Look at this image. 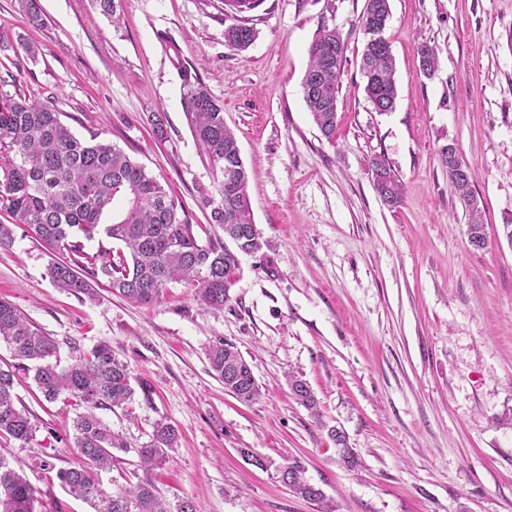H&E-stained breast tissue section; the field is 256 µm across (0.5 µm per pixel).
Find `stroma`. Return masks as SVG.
I'll return each mask as SVG.
<instances>
[{"label": "stroma", "instance_id": "1", "mask_svg": "<svg viewBox=\"0 0 512 512\" xmlns=\"http://www.w3.org/2000/svg\"><path fill=\"white\" fill-rule=\"evenodd\" d=\"M45 23L25 24L0 0V93L53 98L78 137L96 134L146 167L194 223L213 177L186 124L175 63H192L224 105L250 174L254 222L266 248L241 259L230 300L203 305L174 283L150 305L107 287L96 299L55 288L51 256L25 228L0 248V298L60 344L109 342L133 379L151 386L101 419L133 444L153 421L179 432L153 480L161 496L192 497L201 512H320L241 449L303 461L335 512H512V0H390L385 36L398 100L376 112L364 92L357 27L364 0H263L247 19L246 51L224 42L223 0H120L119 23L96 0H39ZM347 50L333 139L301 95L320 25ZM438 68L420 75L418 50ZM165 113L166 141L146 123ZM474 168L487 233L470 246L464 208L441 151ZM402 185L397 206L376 193L373 158ZM228 339L250 363L260 397L243 404L213 375L207 348ZM302 376L319 401L292 397ZM16 405L37 426L10 444L11 463L39 492L36 512H92L53 479L76 459L72 420L82 408L46 402L33 379ZM362 465L337 461L331 429ZM288 385L292 395L300 405L311 414H318V400L305 380L299 376L290 375L288 377Z\"/></svg>", "mask_w": 512, "mask_h": 512}]
</instances>
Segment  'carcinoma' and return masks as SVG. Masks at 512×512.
Returning a JSON list of instances; mask_svg holds the SVG:
<instances>
[{
  "label": "carcinoma",
  "mask_w": 512,
  "mask_h": 512,
  "mask_svg": "<svg viewBox=\"0 0 512 512\" xmlns=\"http://www.w3.org/2000/svg\"><path fill=\"white\" fill-rule=\"evenodd\" d=\"M263 0H224L225 12L234 23L224 29V40L243 51L256 39V30L241 14L256 9ZM28 24L43 22L39 0H19ZM391 16L390 0H365L358 24L365 41L360 71L364 91L376 111L391 112L398 89L391 46L383 37ZM309 64L301 92L313 122L322 136L331 140L336 131L337 93L343 75L345 42L334 28L322 26L309 49ZM438 54L424 45L419 51V71L435 72ZM183 89L187 126L212 170L211 188L202 190L200 202L209 210V226L194 224L179 199L146 168L121 149L93 134L79 138L62 121L50 102L32 101L19 93L0 94V210L12 224H0V248L12 244L14 228L24 226L32 237L55 252L68 255L53 261L47 274L56 288L92 300L104 280L112 292L125 299L148 304L159 300L172 283L196 282L200 300L222 308L240 271L239 256L256 254L267 243L253 221L249 173L233 131L224 124V106L183 63H177ZM156 139H167L166 116L147 117ZM457 149L442 150L448 165V187L464 205L468 241L475 249L487 244L482 211L473 193L474 170L464 162L450 165ZM383 170L384 182H373L377 194L389 205L399 203L401 184L385 160L375 158L371 172ZM123 203L120 216L102 224L101 216L116 201ZM103 234L113 247L95 254L84 242ZM0 343L12 354V363L0 367V439L27 442L35 424L15 405L18 378L34 372V381L47 402L65 395L80 402L83 412L72 420L73 448L79 461L59 469L54 477L75 498L88 503L93 512H200L190 497L171 503L158 492L149 474L159 467L178 444L177 429L164 419L151 425L148 440L132 448L98 416L99 409L121 408L141 392L150 401L145 381L132 384L129 366L106 342L87 352L73 349L69 361L60 357L57 340L32 324L11 302L0 299ZM207 359L224 392L241 403L261 395V385L237 346L224 338L207 349ZM292 395L312 415H318V400L299 376H288ZM340 462L352 470L360 466L343 432L333 429ZM134 452L145 470L138 483L116 492L106 491L101 474L112 470L118 453ZM286 471L284 482L298 497L324 502L321 488L305 476L296 458L278 467ZM36 490L10 464L8 451L0 446V512H36Z\"/></svg>",
  "instance_id": "1"
}]
</instances>
